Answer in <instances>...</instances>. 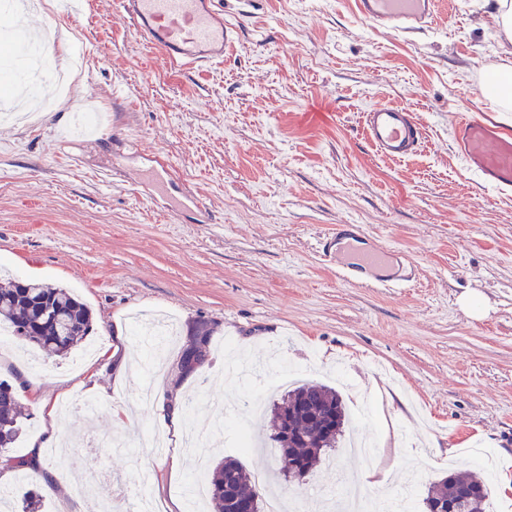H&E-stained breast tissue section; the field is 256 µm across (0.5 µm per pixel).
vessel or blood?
<instances>
[{"mask_svg": "<svg viewBox=\"0 0 512 512\" xmlns=\"http://www.w3.org/2000/svg\"><path fill=\"white\" fill-rule=\"evenodd\" d=\"M136 35L161 51L171 64L181 67L219 64L240 38L237 26L226 23L215 0H121ZM359 15L381 28L407 32L424 30L439 14V0H355ZM367 140L385 158L402 159L417 153L424 133L411 111L377 104L365 113ZM457 152L483 180L505 191L512 189V138L495 126L462 119L453 127ZM390 246H377L361 265L346 268L344 278L355 284L360 273L399 256Z\"/></svg>", "mask_w": 512, "mask_h": 512, "instance_id": "b4317fda", "label": "vessel or blood"}]
</instances>
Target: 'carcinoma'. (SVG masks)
<instances>
[{"label":"carcinoma","mask_w":512,"mask_h":512,"mask_svg":"<svg viewBox=\"0 0 512 512\" xmlns=\"http://www.w3.org/2000/svg\"><path fill=\"white\" fill-rule=\"evenodd\" d=\"M0 322L14 336L34 343L47 358L65 356L93 331L90 309L67 288L33 282H14L0 288ZM346 421L345 405L336 390L319 383H304L284 395L271 407L269 440L276 448V464L284 482L300 481L326 459ZM20 430L13 386L0 380V449L15 442ZM290 432L284 443V432ZM300 459L308 469L292 470L283 456ZM216 512H231L230 497L248 498L254 512H265L264 499L251 482L244 464L227 456L217 463L209 477ZM476 487L479 494L466 501L465 512H486L489 487L480 477L453 475L431 484L425 500L455 498L462 488Z\"/></svg>","instance_id":"obj_1"}]
</instances>
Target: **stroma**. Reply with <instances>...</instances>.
Segmentation results:
<instances>
[{
  "mask_svg": "<svg viewBox=\"0 0 512 512\" xmlns=\"http://www.w3.org/2000/svg\"><path fill=\"white\" fill-rule=\"evenodd\" d=\"M61 2L0 11V72L23 64L7 51L16 19L35 32L56 24L61 66L83 61L53 110L25 80L13 85L32 119L0 121V286L69 288L93 313L95 351L78 365L48 359L19 389L14 454L56 430L79 476L100 473L94 494L114 512H127L120 484L143 470L160 508L192 512L189 468L171 471L187 429L215 466L243 423L265 436L248 406L259 392L280 397L277 364L331 386L341 367L369 404L349 428L377 447L336 453L289 498L353 485L425 512L431 483L472 473L490 484L493 512H512V191L484 183L452 141L462 117L512 136V112L479 90L486 71L512 67L494 0H453L415 33L375 27L353 0H218L241 39L223 64L191 69L140 40L119 0H88L76 21ZM383 103L421 123L416 154L390 160L366 139L363 115ZM346 223L366 247L402 250L415 283L342 281L356 256L323 245ZM201 323L207 361L176 381ZM75 393L98 412L60 414ZM172 396L182 426L163 428L157 456L138 434ZM106 436L125 451L89 449ZM58 469L45 456L14 481L9 512H24L31 490L41 512H91L72 478L48 482Z\"/></svg>",
  "mask_w": 512,
  "mask_h": 512,
  "instance_id": "35a3bbf8",
  "label": "stroma"
}]
</instances>
